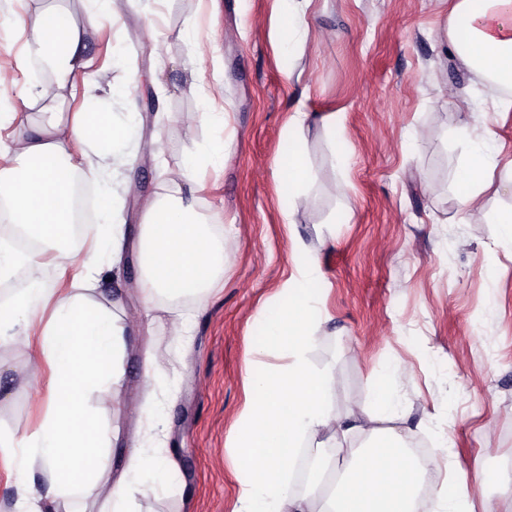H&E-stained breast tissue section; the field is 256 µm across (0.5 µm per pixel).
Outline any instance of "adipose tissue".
<instances>
[{"label": "adipose tissue", "instance_id": "1", "mask_svg": "<svg viewBox=\"0 0 512 512\" xmlns=\"http://www.w3.org/2000/svg\"><path fill=\"white\" fill-rule=\"evenodd\" d=\"M86 24L73 21L65 0L39 6L13 23L24 36L27 59L46 60L53 82H34L12 113L13 148L0 149V224L17 229L30 240L19 248L13 238L0 237V282L27 270L24 286L0 300V346L29 348L33 369L49 368V393L31 386L33 397H45L43 419L29 437L0 433V458L17 473V512H58L63 498L77 495L85 503H111L112 512H127L135 496L162 490V474L170 465L155 449L142 447L118 480L99 464L109 440L106 413L91 398L121 405V361L128 350L126 327L109 299L91 296L124 234L118 212L104 223L76 230L77 180L117 181L110 161L137 149L135 113L100 123L97 139H89L87 115L65 118L63 91L70 77L87 69L85 36L103 19L119 16L117 0H97ZM452 55L475 77L512 88V0H456L444 29ZM312 115L296 107L288 118L276 161L282 188L283 215L292 199L316 183L306 162L304 132ZM85 144L74 154V144ZM499 149L492 136L471 140L464 177L457 196L462 220L479 219L483 196L494 186ZM224 143L204 142L168 172L174 186L187 195H167L147 211L142 261L145 276L139 287L144 312L161 299L189 297L204 303L224 270L226 242L196 207L198 171L224 166ZM51 256L63 269L76 273L66 291L51 288L40 276V259ZM329 316L316 276L286 289L268 307L256 333V345L280 353L276 367L244 355L249 384L239 424L238 480L242 486L238 512H416L417 493L437 460L409 459L394 428L404 413L398 388L407 377L401 365L383 373L372 400L351 404L345 411L332 406L334 378L316 370L309 352ZM325 436L332 448L329 464L348 462L345 476L325 498L296 495L288 475L305 438ZM39 467L44 480L27 478Z\"/></svg>", "mask_w": 512, "mask_h": 512}]
</instances>
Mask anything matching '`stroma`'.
<instances>
[{
  "instance_id": "stroma-1",
  "label": "stroma",
  "mask_w": 512,
  "mask_h": 512,
  "mask_svg": "<svg viewBox=\"0 0 512 512\" xmlns=\"http://www.w3.org/2000/svg\"><path fill=\"white\" fill-rule=\"evenodd\" d=\"M452 0H311L310 34L285 75L279 51L282 18L276 0H164L147 27L146 0H122L116 21L89 31L90 66L72 80L70 111L113 113L129 106L141 119L142 145L158 142L166 168L177 169L203 141L225 137L222 169L201 174L199 208L217 235L235 241L206 307L162 302L139 314L141 220L171 185L157 160L137 154L123 176L136 196L125 202V238L117 276L99 283L126 321L123 396L135 415L111 418L107 472L119 476L140 446L157 438L178 475L164 492L132 501L129 512H236L237 423L248 386L243 356L264 307L316 269L331 322L309 358L337 381L333 406L368 401L381 374L399 363L410 378L400 395L410 442L448 462L474 512L490 499L512 512V242L498 234L512 192L486 194L484 214L459 220L456 184L466 144L455 129L456 104L472 99L475 131L491 129L505 149L496 175L512 163V111L498 112L489 89L440 46ZM35 0H0V69L14 81L0 88L10 111L32 76L51 80L37 62H22L23 40L9 23ZM210 47L201 65L183 36L189 18ZM157 54H150L148 43ZM121 69H114V62ZM139 74L131 97L113 99L123 70ZM448 74L436 85L435 71ZM100 81L97 90L91 81ZM199 81L198 95L187 91ZM229 114L228 127L200 124L199 95ZM316 113L305 131L315 187L292 202L285 222L275 163L288 117L297 105ZM335 117V127L323 117ZM347 179L344 197L334 186ZM345 210L348 223L331 224ZM190 315L193 339L175 341V313ZM164 369L153 391L142 382L149 359ZM24 349L0 346V431L18 422L35 429L44 408L19 374ZM498 474L487 484L484 472Z\"/></svg>"
}]
</instances>
